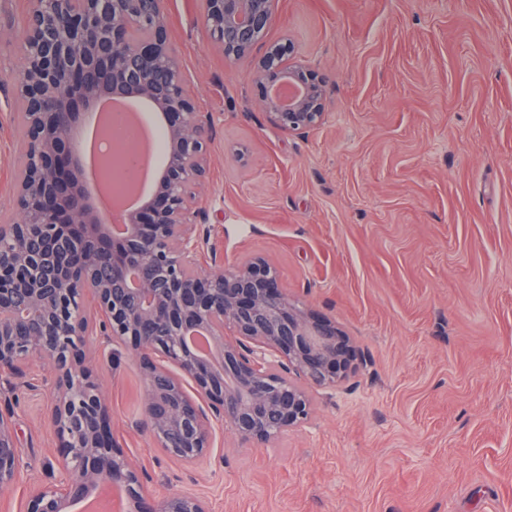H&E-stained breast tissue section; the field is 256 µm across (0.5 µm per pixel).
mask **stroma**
Instances as JSON below:
<instances>
[{
  "instance_id": "obj_1",
  "label": "stroma",
  "mask_w": 512,
  "mask_h": 512,
  "mask_svg": "<svg viewBox=\"0 0 512 512\" xmlns=\"http://www.w3.org/2000/svg\"><path fill=\"white\" fill-rule=\"evenodd\" d=\"M166 0L171 39L214 120L200 270L263 257L289 299L360 353L309 390L307 423L251 448L228 426L187 465L136 428L146 384L119 344L86 339L112 432L149 493L209 512H512V0H278L268 39L327 81L326 121L273 126L251 58L231 60ZM28 0H0V219L26 156L14 96ZM54 371L30 365L12 418L21 512L53 482L44 412Z\"/></svg>"
}]
</instances>
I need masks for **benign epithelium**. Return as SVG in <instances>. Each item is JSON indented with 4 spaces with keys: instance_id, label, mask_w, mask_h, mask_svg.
Here are the masks:
<instances>
[{
    "instance_id": "obj_1",
    "label": "benign epithelium",
    "mask_w": 512,
    "mask_h": 512,
    "mask_svg": "<svg viewBox=\"0 0 512 512\" xmlns=\"http://www.w3.org/2000/svg\"><path fill=\"white\" fill-rule=\"evenodd\" d=\"M275 2L204 0L200 22L224 56L238 58L264 44ZM30 3L16 92L27 158L14 178L20 219L0 224V374L23 379L37 360L57 366L49 421L59 447L58 477L30 493L22 512H68L103 481L124 491L133 512H208L190 493L148 496L84 364L87 318L64 315L73 296L92 293L100 340H118L138 358L146 381L142 424L186 463L212 450L214 418L252 448L303 424L311 405L300 380L334 386L358 354L335 323L290 302L263 260L198 273L209 216L195 188L206 177L213 124L186 86L164 0ZM253 77L277 128L300 135L324 122L326 81L285 57L281 45L267 47ZM284 84L299 90L286 106L273 94ZM105 96L146 102L165 123L157 185L126 216L120 236L89 196L74 141L83 116ZM194 329L211 336L209 356L186 345ZM156 353L179 374L158 366ZM184 378L199 398L185 391ZM78 390L84 402L77 406ZM11 405L7 397L0 402L1 491L21 475Z\"/></svg>"
}]
</instances>
